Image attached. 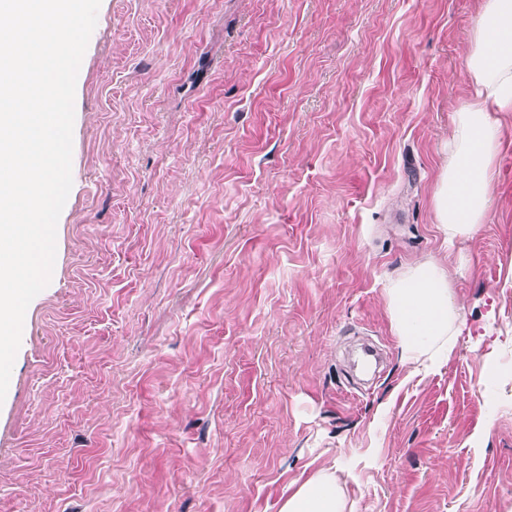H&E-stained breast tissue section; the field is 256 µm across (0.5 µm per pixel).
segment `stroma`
<instances>
[{
	"instance_id": "obj_1",
	"label": "stroma",
	"mask_w": 512,
	"mask_h": 512,
	"mask_svg": "<svg viewBox=\"0 0 512 512\" xmlns=\"http://www.w3.org/2000/svg\"><path fill=\"white\" fill-rule=\"evenodd\" d=\"M480 3L101 0L0 512H277L330 467L346 512H512V221L448 249L430 207ZM432 256L423 376L386 288ZM452 288L448 270L434 258L404 267L386 288L399 359L415 374L439 367L455 349L461 321Z\"/></svg>"
}]
</instances>
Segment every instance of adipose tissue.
<instances>
[{"label": "adipose tissue", "instance_id": "obj_1", "mask_svg": "<svg viewBox=\"0 0 512 512\" xmlns=\"http://www.w3.org/2000/svg\"><path fill=\"white\" fill-rule=\"evenodd\" d=\"M467 73L473 93L452 114L431 215L448 244L473 238L494 199L507 118H512V0H483L471 33ZM447 269L436 259L404 267L386 290L403 364L427 371L450 359L460 314ZM336 474L322 470L282 499L278 512H345Z\"/></svg>", "mask_w": 512, "mask_h": 512}]
</instances>
